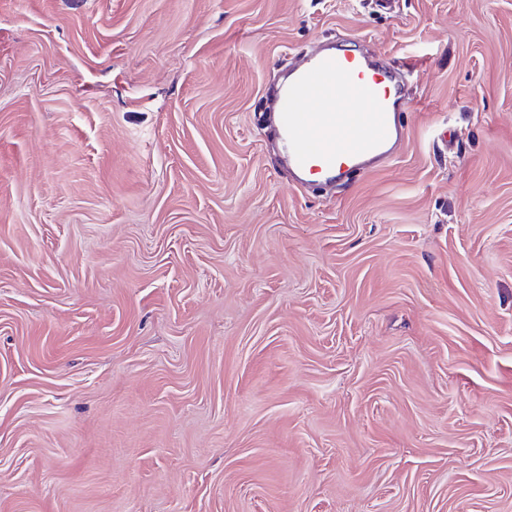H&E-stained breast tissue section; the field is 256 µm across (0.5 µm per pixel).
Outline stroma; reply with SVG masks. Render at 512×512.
Returning a JSON list of instances; mask_svg holds the SVG:
<instances>
[{
  "label": "stroma",
  "mask_w": 512,
  "mask_h": 512,
  "mask_svg": "<svg viewBox=\"0 0 512 512\" xmlns=\"http://www.w3.org/2000/svg\"><path fill=\"white\" fill-rule=\"evenodd\" d=\"M325 42L409 71L333 193ZM0 512H512V0H0ZM332 49L325 46L292 69L294 76L274 99L278 129L300 181L321 172L327 181H341L350 170L390 158L403 136L398 113L404 73ZM365 69L374 72L371 81Z\"/></svg>",
  "instance_id": "1"
}]
</instances>
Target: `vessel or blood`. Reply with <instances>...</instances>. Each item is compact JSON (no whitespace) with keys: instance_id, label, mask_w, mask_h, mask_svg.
Returning a JSON list of instances; mask_svg holds the SVG:
<instances>
[{"instance_id":"vessel-or-blood-1","label":"vessel or blood","mask_w":512,"mask_h":512,"mask_svg":"<svg viewBox=\"0 0 512 512\" xmlns=\"http://www.w3.org/2000/svg\"><path fill=\"white\" fill-rule=\"evenodd\" d=\"M405 75L366 56L323 47L275 95L278 129L301 175L341 181L350 170L390 158L403 136L398 119Z\"/></svg>"}]
</instances>
